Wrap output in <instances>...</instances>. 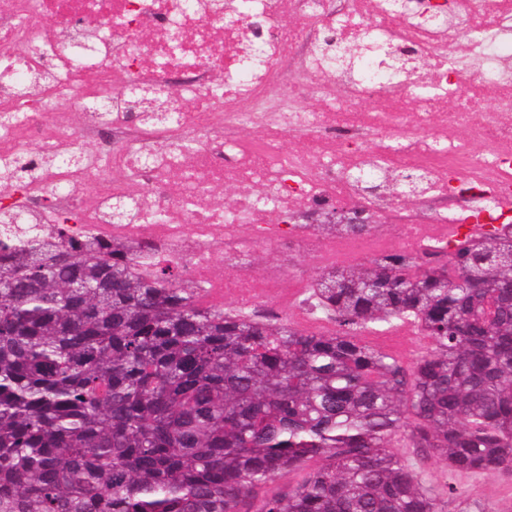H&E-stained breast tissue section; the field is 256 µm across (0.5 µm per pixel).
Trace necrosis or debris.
Masks as SVG:
<instances>
[{"label": "necrosis or debris", "mask_w": 512, "mask_h": 512, "mask_svg": "<svg viewBox=\"0 0 512 512\" xmlns=\"http://www.w3.org/2000/svg\"><path fill=\"white\" fill-rule=\"evenodd\" d=\"M297 14L280 25L285 3ZM0 0V159L26 162L23 204L33 229L74 211L70 236L151 243L181 263L192 287L241 310L287 313L329 330L306 278L282 290L251 271L259 246L315 241L322 266L401 250L447 249L456 225L504 223L512 198V0ZM337 36L379 47L407 68L376 81L332 67ZM89 51L88 68L67 50ZM178 89L177 122H145L124 92ZM222 83L221 96L211 93ZM313 89L306 107L300 97ZM106 100L110 120L86 111ZM259 130L256 138L243 137ZM294 148H283L284 139ZM86 146L74 168L62 155ZM380 160L375 187L353 172ZM407 173L429 177L404 204L387 203ZM70 183L59 193L56 183ZM243 186L217 206L215 192ZM261 193H253V186ZM437 197L447 208L433 206ZM377 199L399 233L313 238L295 215ZM132 205L112 216L115 200ZM165 213L164 222L153 220Z\"/></svg>", "instance_id": "obj_1"}]
</instances>
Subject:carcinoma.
Returning <instances> with one entry per match:
<instances>
[{"label":"carcinoma","instance_id":"1","mask_svg":"<svg viewBox=\"0 0 512 512\" xmlns=\"http://www.w3.org/2000/svg\"><path fill=\"white\" fill-rule=\"evenodd\" d=\"M77 221L0 236V512H473L419 464L512 478V235L334 268L312 287L336 330L315 333L206 304L125 241L65 238ZM396 321L428 340L408 363L362 339Z\"/></svg>","mask_w":512,"mask_h":512}]
</instances>
